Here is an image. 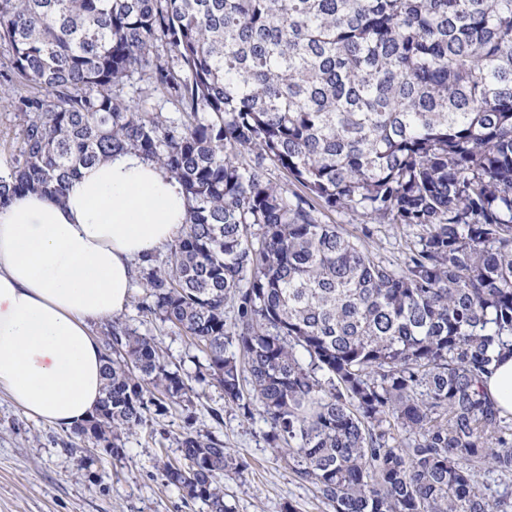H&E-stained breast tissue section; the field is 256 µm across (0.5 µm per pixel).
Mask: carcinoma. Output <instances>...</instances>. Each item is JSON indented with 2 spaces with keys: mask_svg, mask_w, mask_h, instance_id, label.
Returning a JSON list of instances; mask_svg holds the SVG:
<instances>
[{
  "mask_svg": "<svg viewBox=\"0 0 512 512\" xmlns=\"http://www.w3.org/2000/svg\"><path fill=\"white\" fill-rule=\"evenodd\" d=\"M0 47L22 125L0 206L59 201L122 150L190 201L166 260L138 267V310L207 364L105 324L77 438L121 460V433L208 381L332 512H512L479 480H512L483 388L512 350V0H0ZM135 80L174 111L127 98ZM325 209L415 233L387 265ZM179 447L166 483L231 512L224 441L188 426Z\"/></svg>",
  "mask_w": 512,
  "mask_h": 512,
  "instance_id": "obj_1",
  "label": "carcinoma"
}]
</instances>
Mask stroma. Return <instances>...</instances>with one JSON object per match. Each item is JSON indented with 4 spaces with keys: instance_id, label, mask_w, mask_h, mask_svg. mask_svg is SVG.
I'll use <instances>...</instances> for the list:
<instances>
[{
    "instance_id": "1",
    "label": "stroma",
    "mask_w": 512,
    "mask_h": 512,
    "mask_svg": "<svg viewBox=\"0 0 512 512\" xmlns=\"http://www.w3.org/2000/svg\"><path fill=\"white\" fill-rule=\"evenodd\" d=\"M142 294L135 287L134 301ZM134 301L121 320L156 338L169 362L189 373L205 363L190 338L139 313ZM193 390L190 410L172 405L163 413L147 412L145 424L124 435L121 460L88 454L71 431L37 423L0 391V512H206L201 503L185 504L162 476L164 462L180 459L178 440L188 424L218 436L241 462L240 471L224 479L232 512H284L289 504L296 512H328L269 445L263 417L249 418L226 405L223 392L210 383H194ZM85 456L93 462L83 470L79 461Z\"/></svg>"
}]
</instances>
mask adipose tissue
I'll use <instances>...</instances> for the list:
<instances>
[{"instance_id": "1", "label": "adipose tissue", "mask_w": 512, "mask_h": 512, "mask_svg": "<svg viewBox=\"0 0 512 512\" xmlns=\"http://www.w3.org/2000/svg\"><path fill=\"white\" fill-rule=\"evenodd\" d=\"M187 216L182 186L132 151L82 169L62 200L0 206V390L24 413L65 429L91 416L103 380L89 325L124 310L136 263Z\"/></svg>"}]
</instances>
